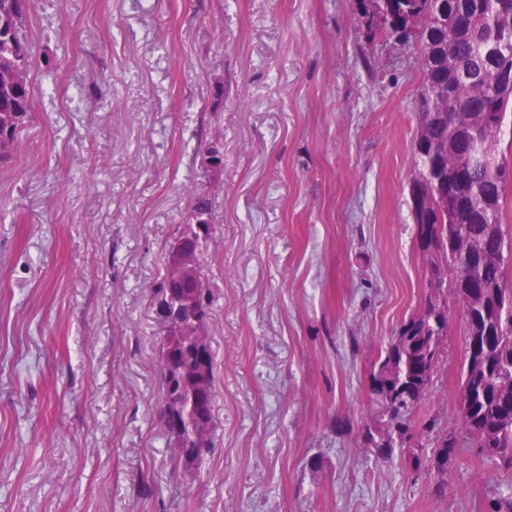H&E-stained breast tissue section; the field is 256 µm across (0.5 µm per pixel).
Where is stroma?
<instances>
[{
    "label": "stroma",
    "instance_id": "35a3bbf8",
    "mask_svg": "<svg viewBox=\"0 0 512 512\" xmlns=\"http://www.w3.org/2000/svg\"><path fill=\"white\" fill-rule=\"evenodd\" d=\"M355 0H36L32 122L0 165V512H490L363 445L368 369L425 294L408 181L416 44ZM220 147L224 166L206 172ZM210 189L215 447L174 470L151 288ZM465 322L420 416L457 431Z\"/></svg>",
    "mask_w": 512,
    "mask_h": 512
}]
</instances>
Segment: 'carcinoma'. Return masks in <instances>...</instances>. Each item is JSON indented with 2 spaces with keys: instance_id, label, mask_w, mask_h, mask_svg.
<instances>
[{
  "instance_id": "obj_1",
  "label": "carcinoma",
  "mask_w": 512,
  "mask_h": 512,
  "mask_svg": "<svg viewBox=\"0 0 512 512\" xmlns=\"http://www.w3.org/2000/svg\"><path fill=\"white\" fill-rule=\"evenodd\" d=\"M34 0H0V162L10 160L32 119L35 45L26 31ZM372 3L394 35L415 41L422 81L414 99V171L408 182L417 244L427 258V295L373 360L369 377L377 424L364 444L379 458L395 438H414L410 417L431 391L448 336V295L465 320L460 430L472 447L512 470V232L504 228L512 162L501 150L512 89L497 91L512 63V17L501 0H356L363 27ZM176 237L195 239L199 258L177 265L163 256L151 289L164 336L157 349L163 380L160 420L175 465L188 474L213 448L214 362L208 336L211 294L201 264L215 246L208 194H195ZM455 433L438 430L428 464L438 476L455 454Z\"/></svg>"
}]
</instances>
